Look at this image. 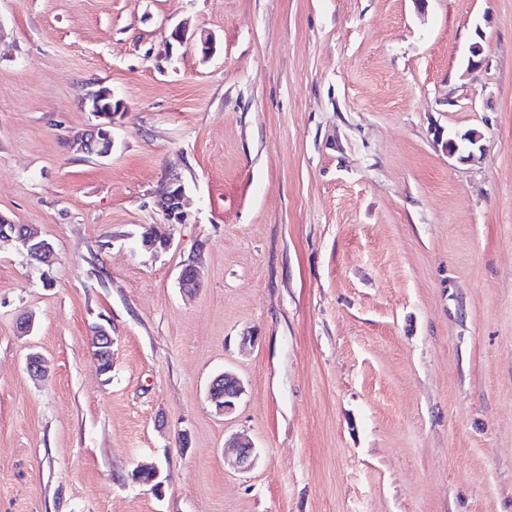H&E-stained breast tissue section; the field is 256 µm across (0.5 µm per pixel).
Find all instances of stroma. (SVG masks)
<instances>
[{"label":"stroma","instance_id":"35a3bbf8","mask_svg":"<svg viewBox=\"0 0 512 512\" xmlns=\"http://www.w3.org/2000/svg\"><path fill=\"white\" fill-rule=\"evenodd\" d=\"M0 214V512H512V0H0ZM101 98L105 103H102L96 91L88 96L87 101L89 99L93 102L92 111L99 122L74 142V148L82 154H95L97 157L105 158L112 153V125L117 112L113 107V96L109 89L101 91ZM476 137H480V134L475 129L463 133L449 131L448 150L451 152L457 151L459 154L467 153L466 157H470V151L477 144L475 142ZM184 184L178 178H169L165 182L158 194L159 205L162 208L166 224L161 225L163 237H143V245L151 250H166L171 245L170 233L166 229L173 224H185L189 221V215L183 208V199L185 196ZM0 243L15 242L17 247L22 251H29V253L40 260V264L52 266L55 261L54 247L49 240L43 238L36 232L31 225H26L29 228L28 232L23 230L25 224L15 225L6 217L0 215ZM23 230V231H19ZM94 333L95 343L99 347L98 356L94 360L101 372L109 371L112 368V336L103 327H98ZM246 389L242 380L231 371L216 376L208 387V399L217 413L230 415L236 408ZM235 466L242 472L251 470L259 458V453L249 437L242 434L236 437L233 445Z\"/></svg>","mask_w":512,"mask_h":512}]
</instances>
